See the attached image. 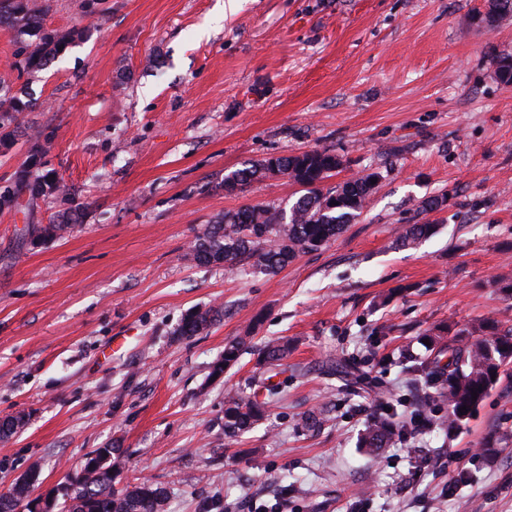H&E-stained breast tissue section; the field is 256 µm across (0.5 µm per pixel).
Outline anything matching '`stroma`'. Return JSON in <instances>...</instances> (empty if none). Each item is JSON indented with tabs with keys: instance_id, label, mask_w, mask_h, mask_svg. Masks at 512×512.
I'll return each instance as SVG.
<instances>
[{
	"instance_id": "stroma-1",
	"label": "stroma",
	"mask_w": 512,
	"mask_h": 512,
	"mask_svg": "<svg viewBox=\"0 0 512 512\" xmlns=\"http://www.w3.org/2000/svg\"><path fill=\"white\" fill-rule=\"evenodd\" d=\"M47 29L83 39L19 74L0 27L4 92L31 100L0 147V185L48 143L39 168L64 195L0 210V490L38 468L57 490L95 448L114 447L117 487H165L168 512H512V366L452 436L434 430L373 455L363 406L411 397L400 362L426 330L512 327V89L494 71L512 19L489 30L486 0H36ZM329 148L333 188L378 171L361 215L275 274L198 265L207 225L245 205L293 203L288 179L225 193L226 172ZM446 195L438 231L398 249L396 229ZM77 210L63 237L19 246L30 224ZM218 310L206 331L183 318ZM291 339L266 421L224 437V399L259 375L244 354L209 377L227 341ZM336 357L335 374L325 363ZM318 408L319 432L300 429Z\"/></svg>"
}]
</instances>
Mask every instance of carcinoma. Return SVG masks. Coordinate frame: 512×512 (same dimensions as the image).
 I'll list each match as a JSON object with an SVG mask.
<instances>
[{
  "label": "carcinoma",
  "instance_id": "obj_1",
  "mask_svg": "<svg viewBox=\"0 0 512 512\" xmlns=\"http://www.w3.org/2000/svg\"><path fill=\"white\" fill-rule=\"evenodd\" d=\"M14 29L20 39L18 67L34 75L47 68L72 45L77 34L72 31L47 30L41 8L33 0H0V26ZM496 75L501 84L512 87V54L502 53L495 59ZM30 101L17 96L0 98V124L9 126L17 115L30 109ZM44 155L35 144L31 147L26 169L15 173L12 182L0 192L12 189L17 194L44 196L60 185L48 184L47 176L30 180L31 170ZM345 160L330 149L305 151L297 155H273L224 175L223 184L243 189L269 178H287L302 188V194L289 210L274 205H246L227 212L199 235L186 259L196 264H222L232 270L237 263L250 259L253 266L275 274L297 256L318 251L343 232L362 213L369 196L382 174L373 171L350 178L327 191L324 180L343 168ZM77 219L62 215L61 222L28 231L30 243L61 235L74 228ZM438 221L427 219L406 224L396 230L394 245L409 248L435 233ZM215 321L206 310L187 315L180 328L183 336H195ZM445 327L435 326L425 333L426 349L437 350L432 358L410 356L405 359V373L415 390L413 409L397 411L389 396L382 395L372 405L384 407L383 413L368 419L361 446L377 451L397 442L414 440L434 429L451 433L470 419L489 395L500 377L499 369L512 362V328L500 330L494 325L477 323L458 328L442 343ZM256 355V365L263 378L250 391L239 390L224 399V436L237 437L270 415L272 398L280 393V384L272 377L288 370V341L274 339L253 350L242 339L224 345V353L211 370L219 380L224 372L238 363L244 353ZM477 399H472V395ZM88 462L93 468L83 476L82 486L69 498L66 512H168L166 491L148 481L121 489L115 487L111 473L112 448H95ZM29 491V485L18 488L11 497L0 496V512H16L18 502Z\"/></svg>",
  "mask_w": 512,
  "mask_h": 512
}]
</instances>
